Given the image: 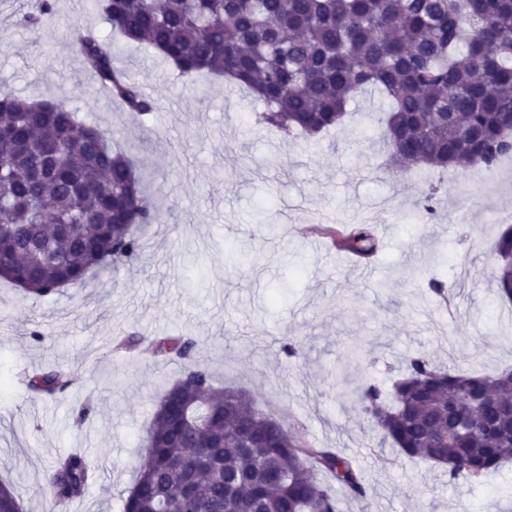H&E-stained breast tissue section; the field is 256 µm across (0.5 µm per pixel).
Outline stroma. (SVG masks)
Returning a JSON list of instances; mask_svg holds the SVG:
<instances>
[{
  "label": "stroma",
  "mask_w": 512,
  "mask_h": 512,
  "mask_svg": "<svg viewBox=\"0 0 512 512\" xmlns=\"http://www.w3.org/2000/svg\"><path fill=\"white\" fill-rule=\"evenodd\" d=\"M35 3L0 0V86L98 124L137 161L162 221L142 228L141 259L86 284L39 297L0 280V479L23 512H122L145 429L183 365L117 343L180 333L199 338L192 361L215 385L247 391L259 410L359 467L369 495L343 500L341 512H512V463L480 484L450 480L382 442L355 401L367 381L402 378L408 356L464 372L512 367V303L492 278V244L512 225V159L445 172L395 165L371 89L336 130L291 139L251 123L257 104L245 89L181 77L112 33L99 0H57L47 25L28 30L19 19ZM77 23L112 41L116 65L161 100L160 112L140 119L110 101L70 43ZM433 184L434 219L409 222ZM314 224L371 225L380 250L357 261L307 233ZM434 277L455 284L459 312L430 288ZM289 338L301 346L291 359ZM55 366L73 378L56 398L12 382ZM75 449L96 478L60 508L45 478Z\"/></svg>",
  "instance_id": "obj_1"
}]
</instances>
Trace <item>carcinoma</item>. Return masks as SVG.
Wrapping results in <instances>:
<instances>
[{
    "instance_id": "obj_1",
    "label": "carcinoma",
    "mask_w": 512,
    "mask_h": 512,
    "mask_svg": "<svg viewBox=\"0 0 512 512\" xmlns=\"http://www.w3.org/2000/svg\"><path fill=\"white\" fill-rule=\"evenodd\" d=\"M107 22L146 44L183 77L203 71L245 86L262 104L256 123L316 138L343 121L371 88L389 103L385 137L409 166L491 168L512 155V0H103ZM54 0H37L20 25L39 29ZM84 66L112 101L139 117L160 110L115 65L112 43L76 24ZM0 279L45 296L87 273L140 258L144 224L161 223L145 177L105 131L53 100L0 96ZM339 251L370 260L379 240L366 224L320 225ZM493 252L498 297L512 302V227ZM192 336H130L151 356L191 358ZM28 393L56 396L66 370H25ZM491 391L474 412L467 394ZM374 429L411 461L448 464L454 480L479 481L512 460V385L497 373L407 360L387 389L357 395ZM258 410L243 392L214 387L186 368L160 397L124 512H340L336 488L362 502L367 488L351 460L318 448ZM94 479L86 456L58 457L46 477L57 506L83 497Z\"/></svg>"
}]
</instances>
